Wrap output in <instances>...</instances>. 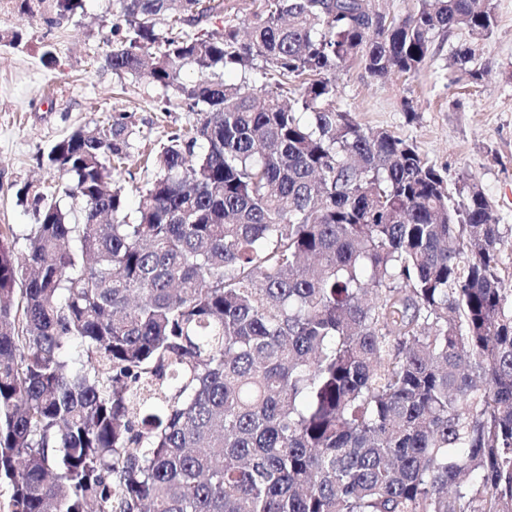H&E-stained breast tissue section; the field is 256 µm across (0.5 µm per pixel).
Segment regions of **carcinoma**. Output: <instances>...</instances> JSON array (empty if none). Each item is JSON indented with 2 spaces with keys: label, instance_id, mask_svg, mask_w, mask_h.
<instances>
[{
  "label": "carcinoma",
  "instance_id": "cac0c4a2",
  "mask_svg": "<svg viewBox=\"0 0 512 512\" xmlns=\"http://www.w3.org/2000/svg\"><path fill=\"white\" fill-rule=\"evenodd\" d=\"M118 3L113 73L197 118L133 209L132 115L71 132L45 156L68 205L35 195L21 260L0 229L8 512H512L509 242L479 187L364 128L332 80L411 76L437 36H489L492 0L375 29L371 0H258L246 38L230 0ZM213 12L221 34L193 31ZM453 59L482 79L477 45Z\"/></svg>",
  "mask_w": 512,
  "mask_h": 512
}]
</instances>
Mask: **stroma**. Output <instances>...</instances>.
<instances>
[{"instance_id":"1","label":"stroma","mask_w":512,"mask_h":512,"mask_svg":"<svg viewBox=\"0 0 512 512\" xmlns=\"http://www.w3.org/2000/svg\"><path fill=\"white\" fill-rule=\"evenodd\" d=\"M497 25L478 43L487 73L473 84L452 61L464 32L439 35L435 52L412 76L370 78L355 64L333 77L338 99L363 127L393 131L446 172L449 182L477 184L492 201L503 230L512 229V0H493ZM117 0H83L69 18L0 0V226H12L15 257L27 251L35 222L31 188L62 199L63 179L42 165V153L84 126L107 123L112 111L132 113L141 136L160 144L193 124L194 113L170 105L147 76H117L106 63L105 33ZM53 51L46 59L45 51ZM417 112L408 119L405 101Z\"/></svg>"}]
</instances>
